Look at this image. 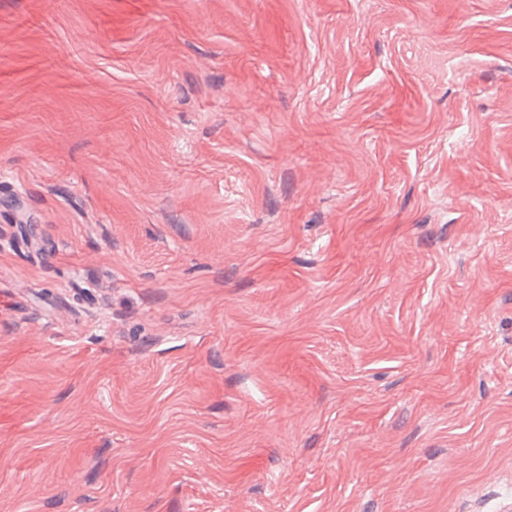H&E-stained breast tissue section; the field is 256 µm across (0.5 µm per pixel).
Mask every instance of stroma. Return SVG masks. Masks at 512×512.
<instances>
[{
  "mask_svg": "<svg viewBox=\"0 0 512 512\" xmlns=\"http://www.w3.org/2000/svg\"><path fill=\"white\" fill-rule=\"evenodd\" d=\"M0 512H512V0H0Z\"/></svg>",
  "mask_w": 512,
  "mask_h": 512,
  "instance_id": "stroma-1",
  "label": "stroma"
}]
</instances>
